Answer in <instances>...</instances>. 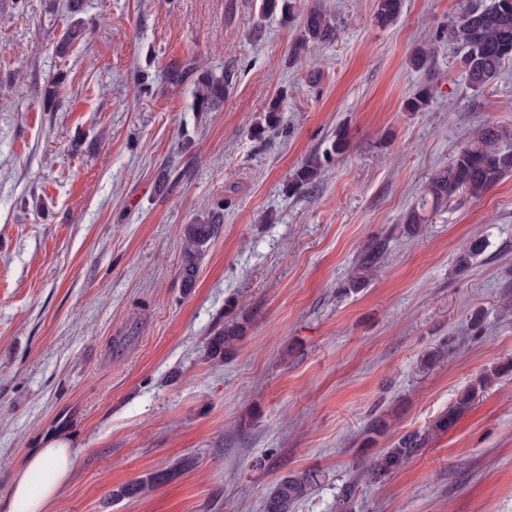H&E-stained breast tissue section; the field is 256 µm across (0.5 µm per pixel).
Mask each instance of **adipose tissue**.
I'll use <instances>...</instances> for the list:
<instances>
[{"mask_svg":"<svg viewBox=\"0 0 512 512\" xmlns=\"http://www.w3.org/2000/svg\"><path fill=\"white\" fill-rule=\"evenodd\" d=\"M75 467V454L62 439L51 437L29 454L0 512H48Z\"/></svg>","mask_w":512,"mask_h":512,"instance_id":"obj_1","label":"adipose tissue"}]
</instances>
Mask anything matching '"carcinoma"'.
<instances>
[{"label":"carcinoma","instance_id":"cac0c4a2","mask_svg":"<svg viewBox=\"0 0 512 512\" xmlns=\"http://www.w3.org/2000/svg\"><path fill=\"white\" fill-rule=\"evenodd\" d=\"M83 0H67V9L73 20L55 46L56 54L65 57L71 47L86 35L84 23L77 15L83 11ZM400 10L399 0H377L376 17L380 24L395 21ZM301 34L292 46L291 56L297 58L311 49L330 40L335 27L327 14L314 6L300 15ZM448 43L456 44L462 52V64L466 80L471 89L480 91L491 84L502 66L512 61V0H491L490 5L475 9L460 3L457 17L448 24ZM227 89L224 76L201 73L194 80V108L197 112H209L221 101ZM321 163L316 158L307 160L288 178V192L300 194L313 185L319 175ZM512 174V132L494 126L480 129L477 134L454 156L448 167L434 172L428 179L425 197L420 206L410 210L407 224H423L426 216L421 214L426 205L447 201L458 192L465 191L474 197L482 195L495 181ZM224 215L213 211L199 224H189L185 229L182 277L190 287L196 280L200 260L207 246L214 239L223 223ZM244 333L242 322L231 319L213 331L207 338V354L212 360H224L237 346ZM475 390L464 393L448 412L440 415L433 424L439 431L448 429L458 415L472 403ZM426 442L420 433L405 434L390 447L375 455L363 471L341 492L339 509H345L354 495L359 482L366 480L380 483L409 461ZM322 476L316 470L290 473L279 478L265 501V512H288L296 502L310 496L320 484ZM156 478L137 480L117 491V495L133 499L154 486Z\"/></svg>","mask_w":512,"mask_h":512}]
</instances>
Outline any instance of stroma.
Instances as JSON below:
<instances>
[{"label":"stroma","instance_id":"35a3bbf8","mask_svg":"<svg viewBox=\"0 0 512 512\" xmlns=\"http://www.w3.org/2000/svg\"><path fill=\"white\" fill-rule=\"evenodd\" d=\"M261 3L84 0L87 35L61 58L66 0H0V499L56 436L77 465L49 512H265L308 469L324 479L289 512H337L371 455L419 431L347 512H512V372L479 383L512 365V175L401 222L481 127L512 129V61L468 88L440 37L458 0H402L384 27L376 0H295L336 34L293 62L297 26ZM417 48L433 53L419 71ZM187 63L228 76L215 111L173 80ZM421 85L427 108L406 111ZM274 101L279 124L254 137ZM312 156L320 179L288 194ZM213 210L224 224L185 287L181 230ZM235 316L242 340L210 360ZM376 415L388 431L365 441ZM242 322L231 319L224 322V326L213 331L207 338V354L211 360H224L237 346L244 333ZM475 397V390H470L464 393L456 403L448 409V412L440 415L433 424V428L439 431L448 429L458 415L464 412L472 403ZM426 437V434L420 433L405 434L395 440L389 448H385L373 456L363 471L343 487L338 506L340 511L346 509L345 504H348L353 497L354 489L359 482L363 480H368L370 483L382 482L409 461L419 448L423 447Z\"/></svg>","mask_w":512,"mask_h":512}]
</instances>
